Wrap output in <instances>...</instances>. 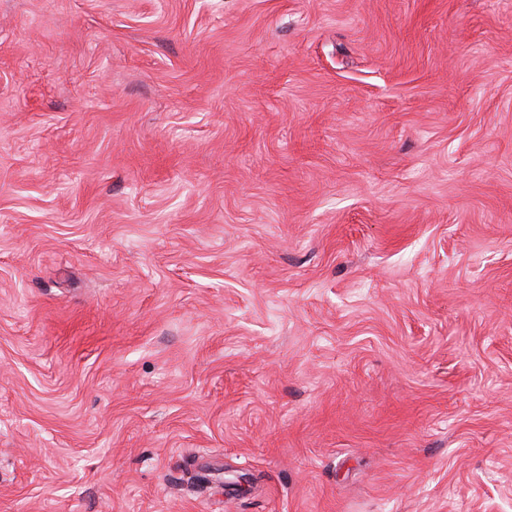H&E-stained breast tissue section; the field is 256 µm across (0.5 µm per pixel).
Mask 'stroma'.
<instances>
[{
	"label": "stroma",
	"mask_w": 512,
	"mask_h": 512,
	"mask_svg": "<svg viewBox=\"0 0 512 512\" xmlns=\"http://www.w3.org/2000/svg\"><path fill=\"white\" fill-rule=\"evenodd\" d=\"M0 512H512V0H0Z\"/></svg>",
	"instance_id": "35a3bbf8"
}]
</instances>
